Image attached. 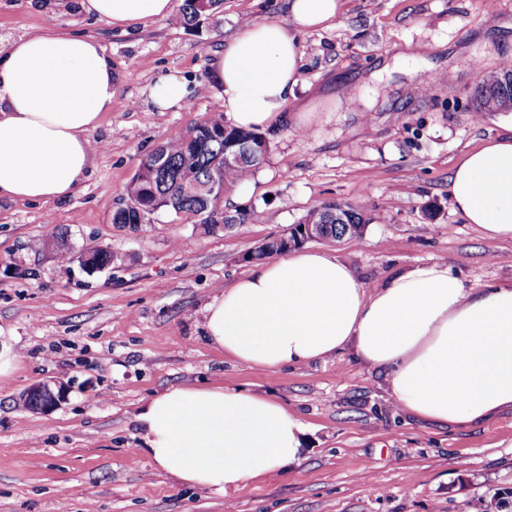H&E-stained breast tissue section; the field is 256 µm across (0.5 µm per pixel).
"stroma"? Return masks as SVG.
<instances>
[{
	"label": "stroma",
	"mask_w": 512,
	"mask_h": 512,
	"mask_svg": "<svg viewBox=\"0 0 512 512\" xmlns=\"http://www.w3.org/2000/svg\"><path fill=\"white\" fill-rule=\"evenodd\" d=\"M287 23V0H224L193 30L174 17L122 34L76 0H0V51L43 27L96 36L123 81L88 134L93 164L62 199L0 203V512H512V412L440 426L392 403L380 374L344 353L276 371L212 347L205 307L252 267L245 256L312 208L351 203L371 214L361 239L309 242L365 288L440 262L467 287L512 281V240H489L454 211L448 179L462 155L505 135L512 112L477 113L481 74L512 59V0H344L327 28L299 34L302 85L288 109H311L313 132L265 130L269 151L227 205L247 223L200 233L160 212L129 230L112 212L143 159L182 136L221 93L210 63L248 20ZM190 93L166 112L157 76ZM99 247L91 271L39 242ZM67 388L47 412L20 399ZM241 387L305 424L299 465L217 493L159 469L136 416L174 386Z\"/></svg>",
	"instance_id": "obj_1"
}]
</instances>
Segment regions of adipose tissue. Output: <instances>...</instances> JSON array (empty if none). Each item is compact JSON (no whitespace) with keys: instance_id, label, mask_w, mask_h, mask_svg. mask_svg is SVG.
Listing matches in <instances>:
<instances>
[{"instance_id":"ef3b65f1","label":"adipose tissue","mask_w":512,"mask_h":512,"mask_svg":"<svg viewBox=\"0 0 512 512\" xmlns=\"http://www.w3.org/2000/svg\"><path fill=\"white\" fill-rule=\"evenodd\" d=\"M126 29L168 17L174 0H80ZM341 0H288V24L252 21L215 53L213 79L233 126L289 118L300 83L297 32L333 23ZM99 40L52 27L0 54V201L59 199L88 171L87 135L123 80ZM452 205L485 237L512 240V134L467 152ZM207 339L252 368L336 358L381 373L393 402L440 425L512 410V283L469 288L434 262L366 291L320 251L255 266L206 307ZM152 461L183 484L218 492L297 465L306 427L279 402L240 388L173 387L137 416Z\"/></svg>"}]
</instances>
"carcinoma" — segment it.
Here are the masks:
<instances>
[{"label": "carcinoma", "instance_id": "obj_1", "mask_svg": "<svg viewBox=\"0 0 512 512\" xmlns=\"http://www.w3.org/2000/svg\"><path fill=\"white\" fill-rule=\"evenodd\" d=\"M222 3L223 0H181L177 22L191 28L204 19L215 20ZM474 101L479 113L511 111L512 64H504L497 71L481 76L474 89ZM231 137L241 150L240 159L229 165L224 163V143ZM263 143L261 134L226 124L221 112L209 113L184 136L160 145L164 164H157L153 153L141 162L125 189L128 204L113 210L112 223L133 228L161 211L194 216L195 223L206 234L222 230L226 225L245 223L246 212L227 209L224 197L238 183L253 176L263 164L268 153ZM213 174L223 187V193L205 198L185 194L186 184L194 180L204 182ZM331 207L328 203L309 210L289 232L267 239L266 249L249 253L244 260H263L299 247L305 239L300 228L309 224L319 227V240L324 242L361 238L370 217L361 209L346 204L348 223L338 224L330 217Z\"/></svg>", "mask_w": 512, "mask_h": 512}]
</instances>
